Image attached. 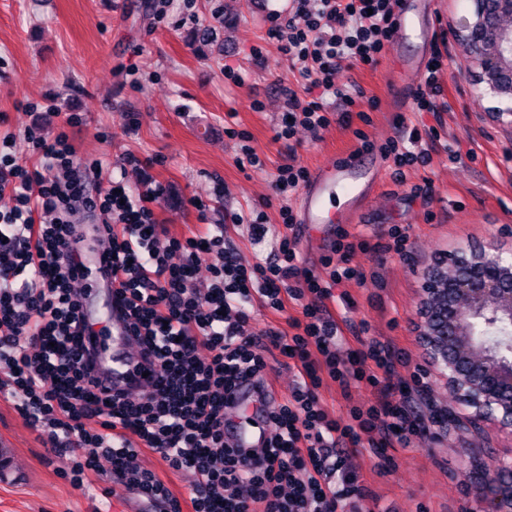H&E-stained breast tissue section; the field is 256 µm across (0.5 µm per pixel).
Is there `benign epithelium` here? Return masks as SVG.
I'll return each mask as SVG.
<instances>
[{
    "mask_svg": "<svg viewBox=\"0 0 512 512\" xmlns=\"http://www.w3.org/2000/svg\"><path fill=\"white\" fill-rule=\"evenodd\" d=\"M468 2L454 36L473 65L471 93L497 99L491 117L512 125V0ZM413 330L454 403L447 421L462 433L485 423L512 438V252L447 254L425 275ZM470 470L475 512H512V460L475 458Z\"/></svg>",
    "mask_w": 512,
    "mask_h": 512,
    "instance_id": "7a95c632",
    "label": "benign epithelium"
}]
</instances>
